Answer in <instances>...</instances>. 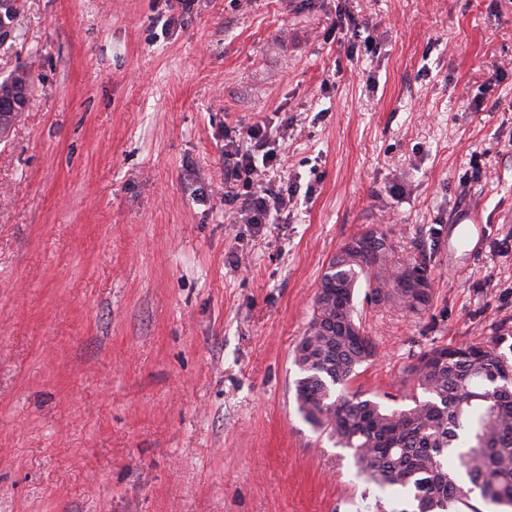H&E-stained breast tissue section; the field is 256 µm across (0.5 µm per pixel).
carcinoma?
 <instances>
[{"mask_svg":"<svg viewBox=\"0 0 512 512\" xmlns=\"http://www.w3.org/2000/svg\"><path fill=\"white\" fill-rule=\"evenodd\" d=\"M15 3L0 4V36L13 33ZM387 234L368 229L345 242L329 262L309 329L294 352L301 377L302 419L352 450L367 483L406 490L412 510L481 512L470 494L512 509V359L500 336L486 343L437 345L413 356L407 380L422 396L388 410L348 391L376 348L356 320L355 290L365 279L370 300L410 313L432 299L431 257L391 259Z\"/></svg>","mask_w":512,"mask_h":512,"instance_id":"1","label":"carcinoma"}]
</instances>
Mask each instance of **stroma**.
<instances>
[{
    "mask_svg": "<svg viewBox=\"0 0 512 512\" xmlns=\"http://www.w3.org/2000/svg\"><path fill=\"white\" fill-rule=\"evenodd\" d=\"M0 78V512H387L297 410L293 363L351 237L433 255L413 315L365 298L351 390L512 328V0H18ZM349 15L371 46L347 52ZM287 122L298 192L224 203V131ZM26 71V66H20L14 70V74L11 73L2 80V83H6L13 74L11 92L5 101L2 102V108L10 110L11 112L4 113H11L8 116H13L14 118L21 112H27L32 102L31 83L24 77L18 78L19 75L24 74Z\"/></svg>",
    "mask_w": 512,
    "mask_h": 512,
    "instance_id": "1",
    "label": "stroma"
}]
</instances>
